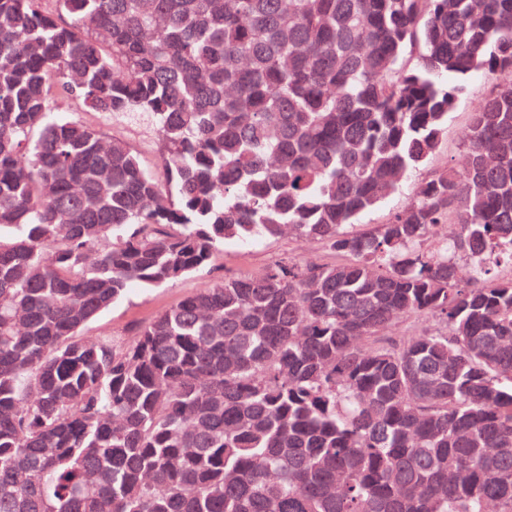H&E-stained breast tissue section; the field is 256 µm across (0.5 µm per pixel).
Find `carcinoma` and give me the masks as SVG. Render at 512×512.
<instances>
[{"mask_svg": "<svg viewBox=\"0 0 512 512\" xmlns=\"http://www.w3.org/2000/svg\"><path fill=\"white\" fill-rule=\"evenodd\" d=\"M286 232L348 261L85 336ZM0 512H512V0H0ZM466 90L456 112L448 118V134L442 141L428 169L412 172L403 179L397 193L390 195L374 211L363 216L354 229L364 231L377 224L389 221L403 204L413 197L419 186L424 183L431 172L446 168L460 170L466 162L464 141L469 129L471 110L493 90V80L484 75L476 74L466 81Z\"/></svg>", "mask_w": 512, "mask_h": 512, "instance_id": "cac0c4a2", "label": "carcinoma"}]
</instances>
